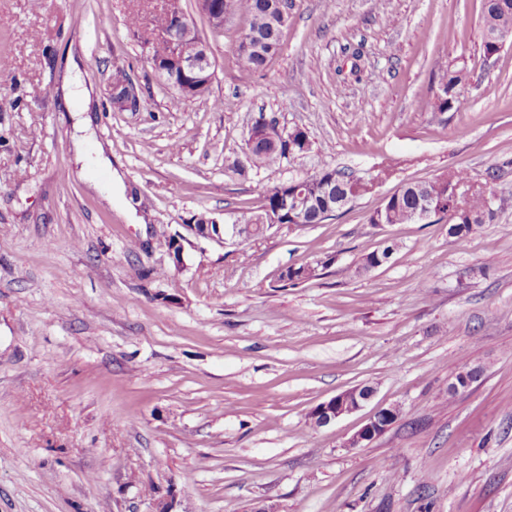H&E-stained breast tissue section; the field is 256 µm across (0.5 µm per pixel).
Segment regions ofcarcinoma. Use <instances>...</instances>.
<instances>
[{
    "label": "carcinoma",
    "mask_w": 512,
    "mask_h": 512,
    "mask_svg": "<svg viewBox=\"0 0 512 512\" xmlns=\"http://www.w3.org/2000/svg\"><path fill=\"white\" fill-rule=\"evenodd\" d=\"M271 0H218L220 12L224 18L240 16L245 19L246 27L243 34L252 35L250 43L239 38L237 59L241 72L252 75L264 69L269 61L278 53L283 30L280 10L270 6ZM201 19L214 34L224 32V24L212 21L214 17L213 3L206 0L199 3ZM484 54L489 56L499 52V47L490 41L494 34L512 35V0H484ZM467 73L462 69L448 67L441 70L439 77V94L435 108L439 112H458L465 104L460 92V85L466 79ZM309 149L307 134L295 129L284 136L278 145L267 141L259 142L233 162L238 172L252 168L271 167L279 164L282 158L289 154H303ZM448 176H441L431 182H411L404 184L386 202L382 211L374 212L369 223L379 221L385 224H411L416 222L415 213L419 200L423 195L438 192L442 181ZM370 189V183L354 176L350 172L333 167H325L313 175L303 179L301 191L308 199V205L302 211L300 223L320 224L325 221L321 217L325 205L336 198L346 195L358 198ZM281 189L275 186L265 195L264 206L274 212L282 210L279 221L283 224L290 222L288 213L284 211L285 198L280 196ZM465 209L458 216L448 217V235L458 241L466 240L474 230L482 225L491 223L496 210L487 206L486 197L473 195L464 202Z\"/></svg>",
    "instance_id": "carcinoma-1"
}]
</instances>
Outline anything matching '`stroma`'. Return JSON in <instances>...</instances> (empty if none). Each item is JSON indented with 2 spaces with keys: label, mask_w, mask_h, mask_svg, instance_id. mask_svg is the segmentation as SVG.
Listing matches in <instances>:
<instances>
[{
  "label": "stroma",
  "mask_w": 512,
  "mask_h": 512,
  "mask_svg": "<svg viewBox=\"0 0 512 512\" xmlns=\"http://www.w3.org/2000/svg\"><path fill=\"white\" fill-rule=\"evenodd\" d=\"M162 2L0 0V512H512V42L484 55L483 0H294L252 76L244 19L206 34L210 95L181 100L149 62ZM448 65L469 73L459 112L434 108ZM119 67L136 111L112 108ZM73 81L92 88L80 154ZM261 116L310 148L238 174ZM327 166L377 183L320 224L186 232ZM455 169L496 174L495 219L467 240L444 220L370 223ZM299 265L315 278L283 282ZM358 385L375 389L359 411L312 425ZM391 406L389 430L348 447ZM264 220L263 217L252 216L244 220V222H235V224H215L217 228V234H214L210 230V225L214 224L210 218L203 215L197 218V224H188L187 229L197 238L209 239L217 242H224L226 236H241V235H253L254 227L257 222ZM241 223V224H240ZM222 226V230H221Z\"/></svg>",
  "instance_id": "1"
}]
</instances>
